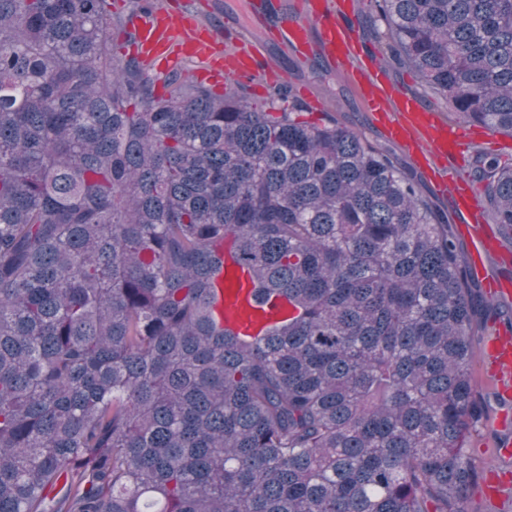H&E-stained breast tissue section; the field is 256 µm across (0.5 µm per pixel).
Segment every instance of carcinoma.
Instances as JSON below:
<instances>
[{
  "instance_id": "1",
  "label": "carcinoma",
  "mask_w": 512,
  "mask_h": 512,
  "mask_svg": "<svg viewBox=\"0 0 512 512\" xmlns=\"http://www.w3.org/2000/svg\"><path fill=\"white\" fill-rule=\"evenodd\" d=\"M393 63L512 135V0H368ZM111 0H0V512H465L480 301L389 149L159 81ZM512 239V159L477 152ZM256 336L215 319L218 247Z\"/></svg>"
}]
</instances>
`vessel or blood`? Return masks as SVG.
Returning a JSON list of instances; mask_svg holds the SVG:
<instances>
[{"label":"vessel or blood","mask_w":512,"mask_h":512,"mask_svg":"<svg viewBox=\"0 0 512 512\" xmlns=\"http://www.w3.org/2000/svg\"><path fill=\"white\" fill-rule=\"evenodd\" d=\"M243 20L225 33L199 27L186 11L161 8L134 22L135 52L152 69L168 71L184 61H200L198 78L229 87L236 80L262 84L274 69L263 52L262 32L272 31L280 47L299 57L328 61L346 77L374 126L396 141L427 173L435 190L448 196L458 228L468 238V266L490 292L512 299V280L487 276L484 261L501 257L500 241L482 215L477 188L462 174L475 139L474 127L447 121L393 84L381 70L376 51L363 43L351 0H304L299 12L283 13L268 29L257 0H243ZM216 309L222 326L237 332L259 326L264 318L250 297L243 274L223 267L217 280ZM483 360L496 394L512 396V332L497 329L489 336Z\"/></svg>","instance_id":"obj_1"}]
</instances>
